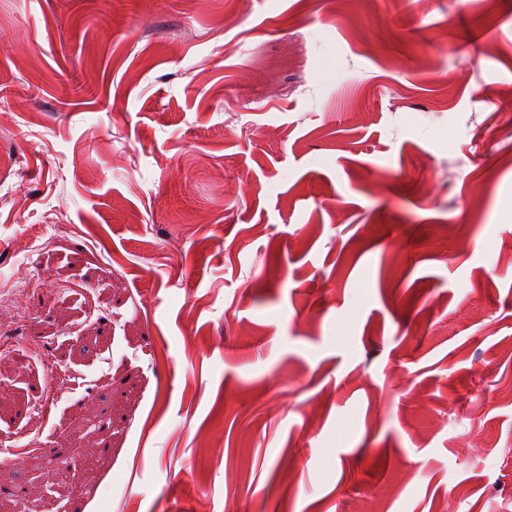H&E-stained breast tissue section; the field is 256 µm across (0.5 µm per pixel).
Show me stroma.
Instances as JSON below:
<instances>
[{
    "instance_id": "obj_1",
    "label": "stroma",
    "mask_w": 512,
    "mask_h": 512,
    "mask_svg": "<svg viewBox=\"0 0 512 512\" xmlns=\"http://www.w3.org/2000/svg\"><path fill=\"white\" fill-rule=\"evenodd\" d=\"M511 197L512 0H0V512H512Z\"/></svg>"
}]
</instances>
